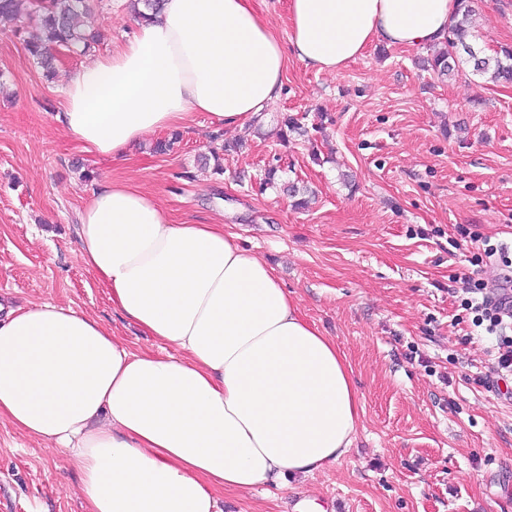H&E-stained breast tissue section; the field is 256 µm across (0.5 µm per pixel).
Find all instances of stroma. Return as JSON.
Segmentation results:
<instances>
[{
	"label": "stroma",
	"instance_id": "obj_1",
	"mask_svg": "<svg viewBox=\"0 0 512 512\" xmlns=\"http://www.w3.org/2000/svg\"><path fill=\"white\" fill-rule=\"evenodd\" d=\"M476 46L512 45V0H473ZM92 50L56 48L46 78L26 42L36 20L0 19V298L90 315L136 353L175 354L127 324L83 265L78 212L105 181L152 194L178 224L221 223L272 266L306 319L346 354L363 408L356 440L307 478L218 493L219 512H512V399L500 394L491 337L453 295L491 282L512 255V84L463 65L423 71L422 48L381 47L341 71L290 61L263 119L230 130L192 113L171 152L156 135L115 162L87 154L57 120L61 88L135 30L120 0H96ZM309 132L283 142L276 118ZM223 173L198 158L220 143ZM312 191L297 209L266 168ZM0 512H84L68 451L0 421Z\"/></svg>",
	"mask_w": 512,
	"mask_h": 512
}]
</instances>
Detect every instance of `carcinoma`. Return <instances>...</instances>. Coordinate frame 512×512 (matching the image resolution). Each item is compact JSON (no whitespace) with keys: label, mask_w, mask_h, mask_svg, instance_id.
Returning <instances> with one entry per match:
<instances>
[{"label":"carcinoma","mask_w":512,"mask_h":512,"mask_svg":"<svg viewBox=\"0 0 512 512\" xmlns=\"http://www.w3.org/2000/svg\"><path fill=\"white\" fill-rule=\"evenodd\" d=\"M88 0H0V15L16 19L38 18L42 37L26 43L29 54L46 73L54 69L52 48L62 46L91 48L96 36L84 31ZM472 0H457L454 22L441 48L423 60L424 67L440 77L453 76L459 64L467 61L473 71L492 82H512V47H500L493 55H485L475 47L476 35L471 31Z\"/></svg>","instance_id":"cac0c4a2"}]
</instances>
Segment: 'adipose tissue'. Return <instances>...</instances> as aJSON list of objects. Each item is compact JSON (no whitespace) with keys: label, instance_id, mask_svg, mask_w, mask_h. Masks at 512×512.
Wrapping results in <instances>:
<instances>
[{"label":"adipose tissue","instance_id":"ef3b65f1","mask_svg":"<svg viewBox=\"0 0 512 512\" xmlns=\"http://www.w3.org/2000/svg\"><path fill=\"white\" fill-rule=\"evenodd\" d=\"M455 12L456 0H289L283 41L253 0H164L69 80L58 120L112 158L194 112L232 128L279 98L289 59L332 74L374 45H437ZM79 217L82 262L113 307L180 351L137 354L72 308L0 300V418L68 449L87 512H217L218 492L348 453L362 408L345 353L235 234L174 223L121 181Z\"/></svg>","mask_w":512,"mask_h":512}]
</instances>
